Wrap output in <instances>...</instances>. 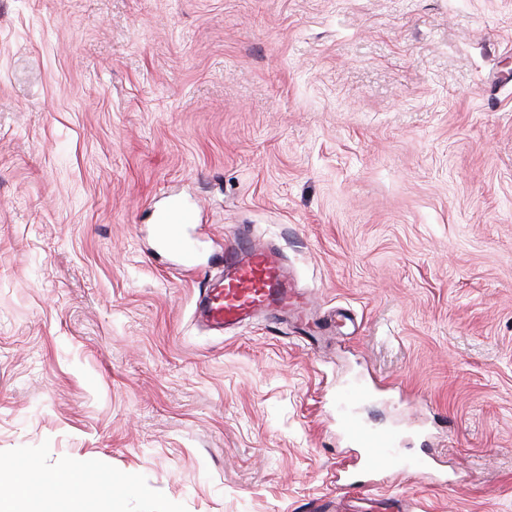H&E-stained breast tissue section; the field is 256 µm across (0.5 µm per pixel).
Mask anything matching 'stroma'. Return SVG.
Masks as SVG:
<instances>
[{"instance_id": "stroma-1", "label": "stroma", "mask_w": 512, "mask_h": 512, "mask_svg": "<svg viewBox=\"0 0 512 512\" xmlns=\"http://www.w3.org/2000/svg\"><path fill=\"white\" fill-rule=\"evenodd\" d=\"M279 248L217 333L154 245ZM430 478L336 482L344 421ZM85 512H512V0H0V483ZM188 215L184 210L176 209L159 217V233L166 248L179 255L190 257L192 244L186 234Z\"/></svg>"}]
</instances>
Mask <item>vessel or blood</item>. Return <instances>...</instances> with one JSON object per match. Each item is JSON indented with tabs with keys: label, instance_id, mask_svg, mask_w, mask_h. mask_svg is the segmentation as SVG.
Listing matches in <instances>:
<instances>
[{
	"label": "vessel or blood",
	"instance_id": "1",
	"mask_svg": "<svg viewBox=\"0 0 512 512\" xmlns=\"http://www.w3.org/2000/svg\"><path fill=\"white\" fill-rule=\"evenodd\" d=\"M188 215L178 209L162 214L159 233L166 248L180 255H191L192 244L186 234ZM222 271L201 289L196 313L199 321L214 331L259 315H283L300 308L305 298L294 287L282 255L277 248L237 238L225 248ZM349 436L363 448L360 469L377 472L381 460L390 458L395 445L392 434L370 431L355 420L345 422Z\"/></svg>",
	"mask_w": 512,
	"mask_h": 512
}]
</instances>
